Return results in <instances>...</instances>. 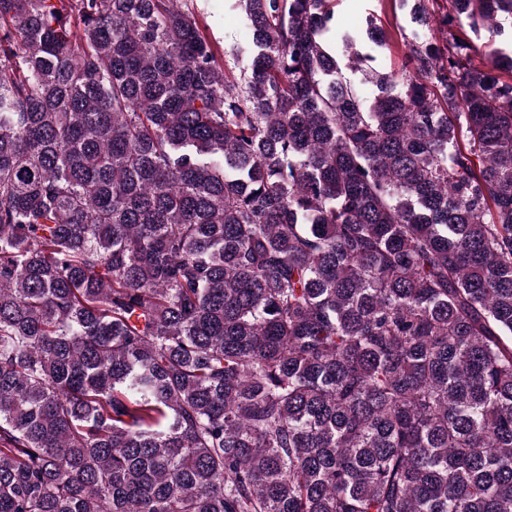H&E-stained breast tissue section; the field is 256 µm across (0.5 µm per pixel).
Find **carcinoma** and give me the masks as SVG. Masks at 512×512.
Returning <instances> with one entry per match:
<instances>
[{
	"instance_id": "obj_1",
	"label": "carcinoma",
	"mask_w": 512,
	"mask_h": 512,
	"mask_svg": "<svg viewBox=\"0 0 512 512\" xmlns=\"http://www.w3.org/2000/svg\"><path fill=\"white\" fill-rule=\"evenodd\" d=\"M402 3L0 0V512H512V0ZM196 3L207 17L210 31L220 49L221 62L224 63L225 58L228 59L225 57V51L229 52L233 45L243 43L245 36L242 27L248 34V25L244 24L239 14L224 10V0H197ZM335 1L336 17L341 29L355 26L360 18L370 12L376 14L382 24L394 34L390 50L384 52L381 62L388 72H395L396 76L400 77L405 46L396 23L401 27H407L406 10L401 7L400 0Z\"/></svg>"
}]
</instances>
